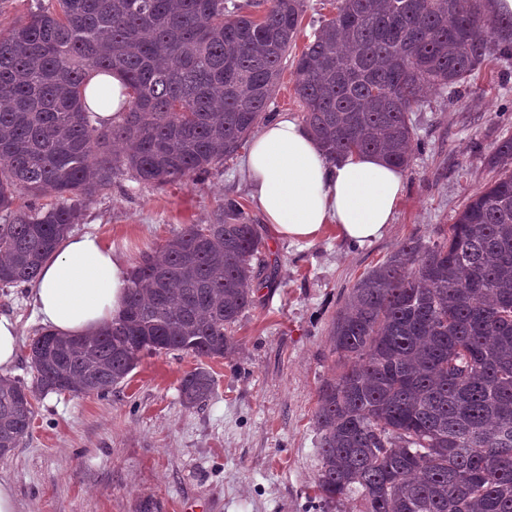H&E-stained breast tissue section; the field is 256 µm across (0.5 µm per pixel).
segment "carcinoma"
Masks as SVG:
<instances>
[{
    "label": "carcinoma",
    "mask_w": 512,
    "mask_h": 512,
    "mask_svg": "<svg viewBox=\"0 0 512 512\" xmlns=\"http://www.w3.org/2000/svg\"><path fill=\"white\" fill-rule=\"evenodd\" d=\"M235 0H36L0 36V286L34 283L82 203L126 170L158 185L209 174L266 117L299 32L302 0L260 19ZM512 58V15L481 0H339L292 60L302 121L327 157L379 154L405 168L412 112L484 63ZM118 71L130 106L105 125L84 91ZM488 164L499 178L448 231L412 236L336 311L342 366L319 390V497L359 512H512V134ZM31 204H17L19 193ZM51 194L55 202L36 204ZM258 225L234 198L213 224H187L131 272L124 310L99 332L30 344L41 393L104 395L144 355L227 359L253 306ZM203 365L179 386L204 405ZM33 390L0 376V454L26 438Z\"/></svg>",
    "instance_id": "obj_1"
}]
</instances>
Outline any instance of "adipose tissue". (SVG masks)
Returning a JSON list of instances; mask_svg holds the SVG:
<instances>
[{"label": "adipose tissue", "instance_id": "adipose-tissue-1", "mask_svg": "<svg viewBox=\"0 0 512 512\" xmlns=\"http://www.w3.org/2000/svg\"><path fill=\"white\" fill-rule=\"evenodd\" d=\"M93 86L112 97L87 99L103 122L121 119L128 96L120 75ZM250 198L280 237L317 240L327 225L360 245L382 238L394 221L403 192L402 169L375 154L331 162L296 119L281 115L251 138L242 159ZM129 263L93 235H71L42 266L31 290L33 314L67 336L95 332L125 306Z\"/></svg>", "mask_w": 512, "mask_h": 512}]
</instances>
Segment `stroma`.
<instances>
[{
	"mask_svg": "<svg viewBox=\"0 0 512 512\" xmlns=\"http://www.w3.org/2000/svg\"><path fill=\"white\" fill-rule=\"evenodd\" d=\"M411 163L394 223L357 246L327 226L312 243L277 236L254 207L240 155L208 177L143 184L118 173L112 190L84 202L72 234L96 235L138 265L184 225L214 223L225 198L259 224L270 266L253 281L255 303L233 328L234 356L208 361L215 393L185 407L182 378L199 365L185 353L142 357L105 395L36 394L28 436L0 473L18 512H136L140 499L162 512H357L317 496L318 391L339 371L330 325L351 288L405 239H436L493 177L486 158L512 133V60L474 71L456 95H429L412 115ZM30 286L0 287V314L18 322L20 353L11 377L32 381Z\"/></svg>",
	"mask_w": 512,
	"mask_h": 512,
	"instance_id": "stroma-1",
	"label": "stroma"
}]
</instances>
